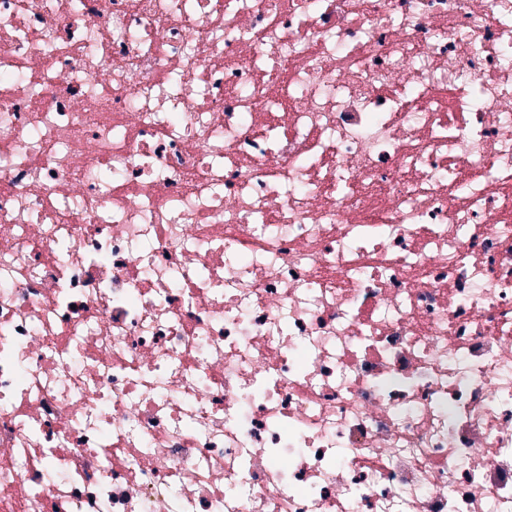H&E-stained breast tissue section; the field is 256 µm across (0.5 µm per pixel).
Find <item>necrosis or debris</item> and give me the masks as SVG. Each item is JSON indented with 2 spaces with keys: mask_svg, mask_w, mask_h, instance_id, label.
Masks as SVG:
<instances>
[{
  "mask_svg": "<svg viewBox=\"0 0 512 512\" xmlns=\"http://www.w3.org/2000/svg\"><path fill=\"white\" fill-rule=\"evenodd\" d=\"M0 512H512V0H0Z\"/></svg>",
  "mask_w": 512,
  "mask_h": 512,
  "instance_id": "obj_1",
  "label": "necrosis or debris"
}]
</instances>
